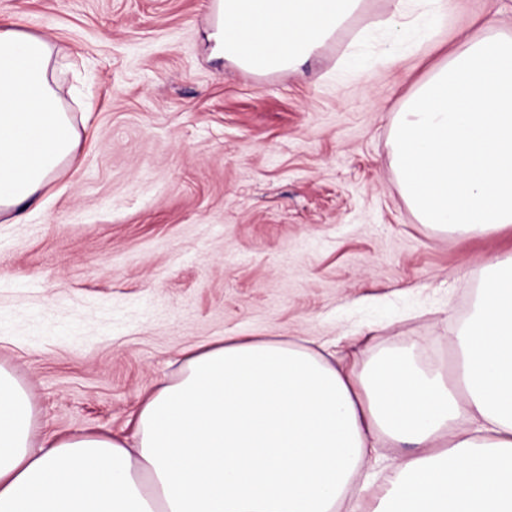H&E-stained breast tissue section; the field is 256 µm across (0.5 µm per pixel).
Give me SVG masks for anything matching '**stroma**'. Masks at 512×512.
I'll use <instances>...</instances> for the list:
<instances>
[{"instance_id":"35a3bbf8","label":"stroma","mask_w":512,"mask_h":512,"mask_svg":"<svg viewBox=\"0 0 512 512\" xmlns=\"http://www.w3.org/2000/svg\"><path fill=\"white\" fill-rule=\"evenodd\" d=\"M213 0H0V26L54 47L79 146L38 206L0 216V365L36 439L129 432L184 351L226 336L409 348L453 368L485 262L512 231L420 224L390 130L448 53L512 29V0H447L394 60L352 40L366 0L301 71L249 74L205 39Z\"/></svg>"}]
</instances>
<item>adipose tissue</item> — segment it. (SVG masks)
I'll use <instances>...</instances> for the list:
<instances>
[{
  "instance_id": "ef3b65f1",
  "label": "adipose tissue",
  "mask_w": 512,
  "mask_h": 512,
  "mask_svg": "<svg viewBox=\"0 0 512 512\" xmlns=\"http://www.w3.org/2000/svg\"><path fill=\"white\" fill-rule=\"evenodd\" d=\"M365 0H219L207 39L255 73L296 72ZM385 56L424 38L444 0H392ZM45 38L0 28V214L22 216L79 135ZM392 166L419 223L461 238L512 230V32L431 68L403 100ZM456 380L396 349L339 365L293 343L228 336L187 351L133 439L34 443L27 390L0 366V512H338L378 443L405 449L374 512H512V252L489 259L450 338Z\"/></svg>"
}]
</instances>
